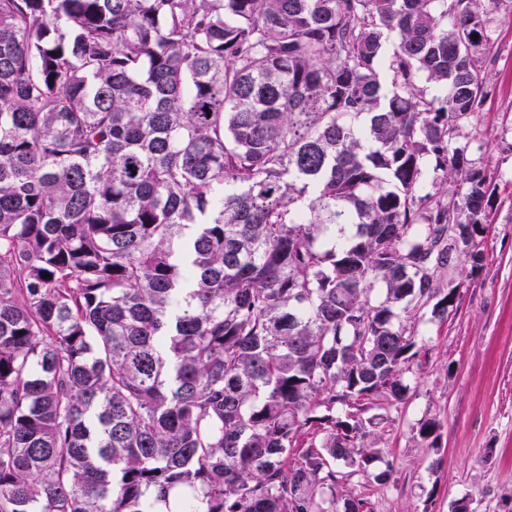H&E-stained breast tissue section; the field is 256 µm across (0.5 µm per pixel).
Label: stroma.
<instances>
[{
    "instance_id": "35a3bbf8",
    "label": "stroma",
    "mask_w": 512,
    "mask_h": 512,
    "mask_svg": "<svg viewBox=\"0 0 512 512\" xmlns=\"http://www.w3.org/2000/svg\"><path fill=\"white\" fill-rule=\"evenodd\" d=\"M486 73L469 151L496 185L486 260L454 270L461 288L447 321L414 311L426 351L403 375L407 399L382 398L365 412L376 449L368 471L335 466L337 496L361 500L363 512H453L462 499L472 512H506L512 495V0L493 16ZM428 419L439 428L424 442L417 432ZM385 470L391 479L377 481Z\"/></svg>"
}]
</instances>
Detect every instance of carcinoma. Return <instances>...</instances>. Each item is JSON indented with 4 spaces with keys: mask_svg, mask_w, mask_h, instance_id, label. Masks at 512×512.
<instances>
[{
    "mask_svg": "<svg viewBox=\"0 0 512 512\" xmlns=\"http://www.w3.org/2000/svg\"><path fill=\"white\" fill-rule=\"evenodd\" d=\"M498 2L0 0V512H336L485 258Z\"/></svg>",
    "mask_w": 512,
    "mask_h": 512,
    "instance_id": "cac0c4a2",
    "label": "carcinoma"
}]
</instances>
